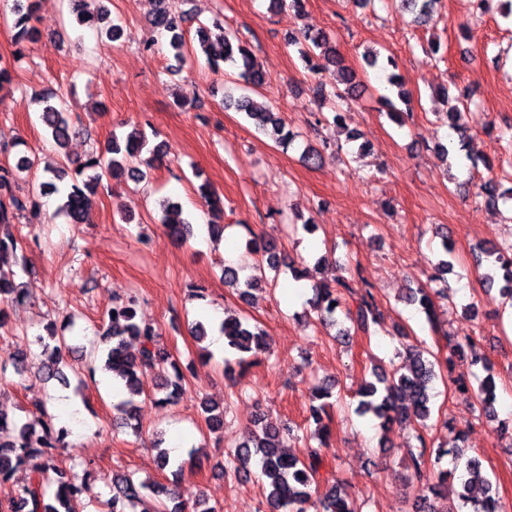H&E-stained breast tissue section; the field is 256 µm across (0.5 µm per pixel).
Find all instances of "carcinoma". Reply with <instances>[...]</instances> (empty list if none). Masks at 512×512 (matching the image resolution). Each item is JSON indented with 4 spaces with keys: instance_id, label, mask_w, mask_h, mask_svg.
<instances>
[{
    "instance_id": "obj_1",
    "label": "carcinoma",
    "mask_w": 512,
    "mask_h": 512,
    "mask_svg": "<svg viewBox=\"0 0 512 512\" xmlns=\"http://www.w3.org/2000/svg\"><path fill=\"white\" fill-rule=\"evenodd\" d=\"M71 14L80 26L101 28L100 36L107 45L120 41L124 36L123 26L110 20V11L104 0H69ZM405 10L412 16V23L426 25L433 19L439 0H400ZM37 0H12L10 12L13 15L12 28L16 51L10 58L0 57V90L13 84L16 64L24 57L26 44L35 40L37 29L34 25ZM186 12L175 5V0H155V11L151 25L169 35L168 47L179 65L186 62V32L183 23ZM197 43L206 62L213 68L224 67V73L244 81L253 89L265 84L266 78L257 66L253 52L236 35L224 30L215 22L213 27L204 24L195 32ZM289 44L298 47V54L305 69L313 77L322 73L323 62L336 64V81L344 85L343 92L334 93L337 99L332 109V123L342 122L339 106L348 100L360 83L356 73L342 65L335 49L327 37L319 32L305 31L302 37H291ZM366 64L380 67L386 72V83L399 88L398 96L406 98L400 90V76L388 71L396 68L392 56L380 64V53L365 55ZM438 98L447 105L450 127L458 134V143L443 145L438 155L443 161L463 160L462 151L467 147V130L461 124L468 108L469 90L458 89L457 94L449 95L443 88ZM40 106V118L57 147V159L53 164H41L36 155L18 156L14 169L18 174L37 175L31 190L19 196L12 189L9 171L0 167V327L7 322L6 306L20 303L25 297L23 283L18 281L17 267H25L23 241L10 231L11 224L24 212L39 210L40 197L46 194L60 195L57 213L69 224H83L90 207L89 195L95 193L103 177L127 178L140 181L151 170L163 166L168 151L162 144L149 150L150 156L142 157L148 140L145 133L135 128L126 137L125 147H120L117 138H112L106 154L91 156L87 160L72 165L65 148L70 138L77 132L74 113L71 112L68 98L54 92L35 97ZM224 109L245 113L254 121L256 128L283 146L294 144L297 135L286 127L279 113L265 106H259L248 96H227ZM503 193L498 183L489 178L479 185L476 198L485 205H498ZM164 226L169 235L179 242L187 241L193 235V225L180 218L179 203L171 200L164 203ZM248 250L257 256L251 264L252 274L244 276L241 265L224 262V285L238 291L244 297L249 290L266 282V271L278 272L281 267L290 269L296 281L308 278L307 269H299L294 262L285 261L276 241H257L252 237L247 241ZM444 257L437 260L435 278L443 279L453 269L452 247L448 239L442 240ZM491 266L502 271L499 295L504 306L512 308V270L502 266L504 257L512 254V242L499 247L483 250ZM341 275L335 285L314 282L313 296L309 299L317 320L337 327L336 338L344 344L359 335H368L374 326L381 324L383 314L377 308L371 291L355 286L352 270L339 266ZM448 298V286L432 291L425 288L409 289L404 301L418 305L430 324H436V300ZM218 331L224 335V349L234 359H224V372L229 378L234 373L244 371L256 363L258 355L267 350L265 331L239 318H226ZM47 336H38L37 342L43 347L47 358L42 362L39 377L45 382L65 379L62 364L67 339L57 335L54 325L46 326ZM103 340L106 348L90 353L88 360L80 368L83 377L95 378L98 371L109 372L126 390L127 396L115 404L116 423L121 428L136 430L135 415L138 398L144 396L156 404H175L185 392L186 375L179 363L170 359L159 345L156 329L138 318L136 300L116 299L103 317ZM475 341L467 336L448 347L444 354L425 356L426 350L410 345L405 348L402 363L386 371L373 369L375 380L367 381L360 388L357 413L364 416L373 414L380 420V427L387 432L395 425L403 426L411 422L418 424L416 435L419 446L408 449L409 461L422 481L421 494L415 502V512H437L433 497L448 501L447 512H507L506 504L500 500L493 482L478 456L464 457V451L457 445L439 447L435 451L433 466L426 467L427 442L424 432L428 430L431 405L434 398V382L438 372L451 371L456 361L471 352L470 365L479 366L486 372L478 386L468 384L464 379L455 380L456 389L465 395L479 409L480 414L490 424L498 421L495 407L497 385L492 364L474 353ZM159 380L152 393H147L148 376ZM336 385L327 383L312 391L309 405V419L315 428L303 438L305 452L296 455L288 451L284 438L292 435L293 429L282 428L273 422L259 418L257 430L246 440L224 451V472L248 473L251 468L259 471L265 501L270 512H361L348 491V483L334 480L320 489V470L325 460V449L331 432L332 418L327 411L331 406L328 399L341 398L333 394ZM201 414L211 433H221L224 429V409L207 399L200 402ZM25 417L11 416L0 410V481L10 479L16 468L26 466L30 475L28 481L17 486L11 495L0 500V512H80L82 499L88 493L91 472L75 467L59 465L52 449L65 442L67 432L55 429L53 417L48 414L47 401L33 396L27 406L21 408ZM462 467L451 469L440 467L445 457ZM174 493L165 484L151 480L135 481L132 477L112 474L111 497L108 499V512H182L179 507L169 508Z\"/></svg>"
}]
</instances>
